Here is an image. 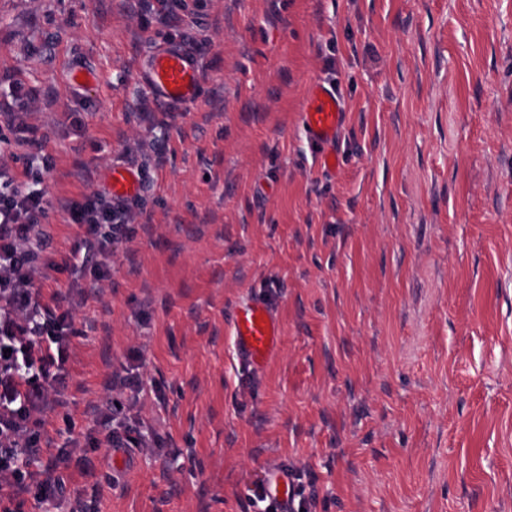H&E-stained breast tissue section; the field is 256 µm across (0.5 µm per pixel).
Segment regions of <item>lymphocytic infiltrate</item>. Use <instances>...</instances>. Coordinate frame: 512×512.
<instances>
[{"label": "lymphocytic infiltrate", "instance_id": "1", "mask_svg": "<svg viewBox=\"0 0 512 512\" xmlns=\"http://www.w3.org/2000/svg\"><path fill=\"white\" fill-rule=\"evenodd\" d=\"M10 97L0 107V123L14 132L16 145L26 147L27 155L22 175L0 167V512H22L26 496L49 501L65 492L53 471L66 465L73 451L43 449L35 425L39 415L59 403L75 301L68 296L45 304L39 284L75 262L47 250L42 221L51 201L43 182L53 163L24 121L28 92L16 84ZM65 209L80 230L79 247L92 261L95 279L108 278L115 252L135 233L140 214L136 199L116 198L102 188L68 201ZM100 423L106 447L130 452L154 445L153 439L116 421L112 412H102ZM43 454L50 458L49 468L21 463Z\"/></svg>", "mask_w": 512, "mask_h": 512}]
</instances>
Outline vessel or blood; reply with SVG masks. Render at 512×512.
I'll return each mask as SVG.
<instances>
[{"label":"vessel or blood","instance_id":"obj_1","mask_svg":"<svg viewBox=\"0 0 512 512\" xmlns=\"http://www.w3.org/2000/svg\"><path fill=\"white\" fill-rule=\"evenodd\" d=\"M147 87L157 103L168 108H182L196 102L199 94V68L186 53L168 47L157 49L150 61ZM345 101L334 84L312 81L299 112L300 127L310 147L317 154L319 167L336 173L340 164L337 144L346 126ZM110 183L116 198L136 196L141 179L134 169L113 170ZM234 349L240 363L259 370L274 357L282 338L280 321L263 300L240 303L230 318ZM260 494L280 506H287L291 494L283 466L265 470L258 486Z\"/></svg>","mask_w":512,"mask_h":512}]
</instances>
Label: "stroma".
I'll return each instance as SVG.
<instances>
[{"mask_svg": "<svg viewBox=\"0 0 512 512\" xmlns=\"http://www.w3.org/2000/svg\"><path fill=\"white\" fill-rule=\"evenodd\" d=\"M158 25L137 0H0V91L29 123L56 255L66 201L145 171L112 274L80 280L63 404L80 440L64 497L24 512H259L262 467L306 473L316 512H512V0H202ZM199 61L196 105H159L156 47ZM93 76L76 83L74 74ZM349 121L336 174L299 125L310 82ZM283 321L276 359L240 366L245 297ZM144 380L142 429L110 484L92 409Z\"/></svg>", "mask_w": 512, "mask_h": 512, "instance_id": "35a3bbf8", "label": "stroma"}]
</instances>
